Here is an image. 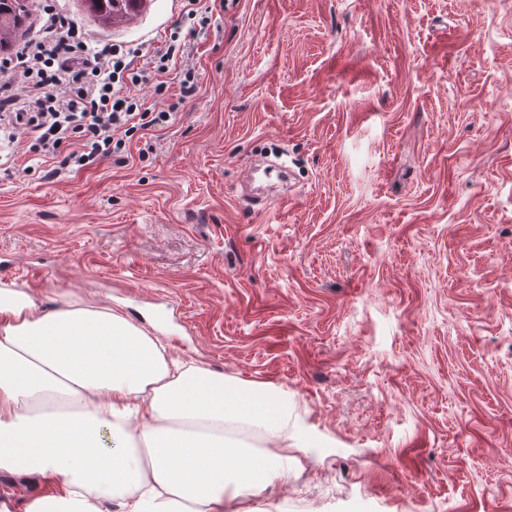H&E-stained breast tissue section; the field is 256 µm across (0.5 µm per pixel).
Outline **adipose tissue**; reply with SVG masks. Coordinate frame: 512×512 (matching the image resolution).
<instances>
[{"mask_svg":"<svg viewBox=\"0 0 512 512\" xmlns=\"http://www.w3.org/2000/svg\"><path fill=\"white\" fill-rule=\"evenodd\" d=\"M256 427L277 452L227 443ZM288 401L172 359L112 307L39 311L0 286V473L25 512H224L287 477Z\"/></svg>","mask_w":512,"mask_h":512,"instance_id":"adipose-tissue-1","label":"adipose tissue"}]
</instances>
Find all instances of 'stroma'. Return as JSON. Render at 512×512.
<instances>
[{
  "label": "stroma",
  "mask_w": 512,
  "mask_h": 512,
  "mask_svg": "<svg viewBox=\"0 0 512 512\" xmlns=\"http://www.w3.org/2000/svg\"><path fill=\"white\" fill-rule=\"evenodd\" d=\"M205 5L29 0L13 43L53 7L172 118L78 172L0 152V283L285 394L288 477L228 512H512V0ZM91 9L104 17H112L117 14L125 16L135 12L141 0H88Z\"/></svg>",
  "instance_id": "35a3bbf8"
}]
</instances>
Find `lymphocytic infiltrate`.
<instances>
[{
    "label": "lymphocytic infiltrate",
    "mask_w": 512,
    "mask_h": 512,
    "mask_svg": "<svg viewBox=\"0 0 512 512\" xmlns=\"http://www.w3.org/2000/svg\"><path fill=\"white\" fill-rule=\"evenodd\" d=\"M126 65L112 45L90 47L67 17L49 13L46 33L0 60V135L30 153L81 170L110 157L116 136L167 123V112H142L116 74Z\"/></svg>",
    "instance_id": "f902f5d3"
}]
</instances>
